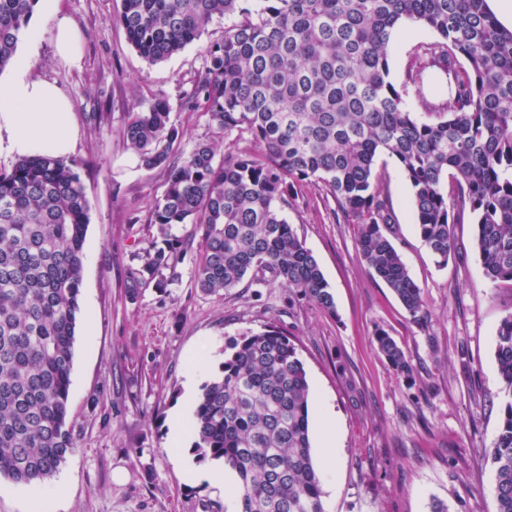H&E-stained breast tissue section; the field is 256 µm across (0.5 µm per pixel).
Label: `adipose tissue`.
<instances>
[{"instance_id": "adipose-tissue-1", "label": "adipose tissue", "mask_w": 512, "mask_h": 512, "mask_svg": "<svg viewBox=\"0 0 512 512\" xmlns=\"http://www.w3.org/2000/svg\"><path fill=\"white\" fill-rule=\"evenodd\" d=\"M58 0H38L37 10L52 21L54 49L68 64H78L81 34L59 13ZM78 130L72 104L55 84L31 75L28 58H18L6 79H0V154L45 153L57 158L74 149Z\"/></svg>"}]
</instances>
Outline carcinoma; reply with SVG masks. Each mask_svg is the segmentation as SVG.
Returning <instances> with one entry per match:
<instances>
[{
  "label": "carcinoma",
  "mask_w": 512,
  "mask_h": 512,
  "mask_svg": "<svg viewBox=\"0 0 512 512\" xmlns=\"http://www.w3.org/2000/svg\"><path fill=\"white\" fill-rule=\"evenodd\" d=\"M36 0H0V70L12 60ZM120 0L117 20L146 60L161 62L199 39L215 16L235 15L205 51L204 72L185 92L216 133H247L258 150L197 143L177 152L163 96L131 113L124 136L146 169L164 167L166 188L150 223L157 237L129 268L133 299L164 288L192 250L176 224L200 235L194 281L207 293L247 277L277 282L329 313L334 295L312 251L283 215L296 187L322 185L335 218L358 225L357 249L415 319L421 288L391 239L392 200L377 159H395L411 188L417 232L446 265L453 225L472 215L485 276L512 285V28L488 0ZM405 26L432 30L422 55L454 95L424 116L407 89L388 80V47ZM465 64H460L459 59ZM88 202L64 160L36 153L0 173V478L36 489L52 481L74 442L68 428ZM169 275H164V272ZM391 368L412 372L379 329ZM502 380L499 434L487 454L496 512H512V313L497 329ZM310 385L288 333L246 332L221 375L202 388L192 420L201 461H222L238 478L239 512H325L310 442Z\"/></svg>",
  "instance_id": "carcinoma-1"
}]
</instances>
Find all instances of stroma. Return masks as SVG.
I'll return each instance as SVG.
<instances>
[{"label":"stroma","instance_id":"obj_1","mask_svg":"<svg viewBox=\"0 0 512 512\" xmlns=\"http://www.w3.org/2000/svg\"><path fill=\"white\" fill-rule=\"evenodd\" d=\"M59 7L81 32V66L55 55L46 21L38 41L19 39L17 50L30 54L34 76L69 97L79 131L66 158L89 206L69 391L75 449L41 490L0 479V512H238V500L185 480L184 466L209 465L188 447L174 458L168 424L184 402H198L239 335L271 324L287 331L307 374L312 456L320 454L323 415L335 422L336 472L320 476L326 512H431L436 501L450 512H496L487 452L502 408L496 332L512 313V287L486 279L471 217L454 225L458 251L438 266L415 229L409 184L393 159L379 158L394 210L391 241L423 292L420 322L369 274L357 225L333 219L315 182L299 189L285 214L316 257L335 312L276 285L203 292L189 260L168 288L129 298L126 272L157 235L149 217L167 178L165 168L148 170L135 160L123 137L130 113L162 95L179 132L175 150L211 142L221 155L251 145L246 134L216 135L207 112L184 99L206 47L223 40L225 20L214 18L199 40L152 64L116 22L117 0H59ZM435 39L421 27L393 36L395 87L406 84L418 45ZM379 329L404 351L410 377L379 355Z\"/></svg>","mask_w":512,"mask_h":512}]
</instances>
